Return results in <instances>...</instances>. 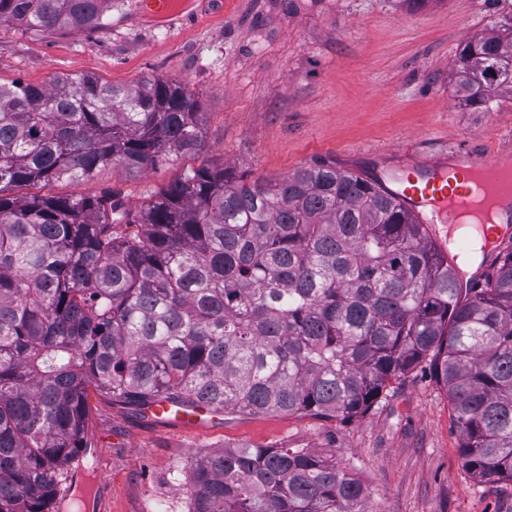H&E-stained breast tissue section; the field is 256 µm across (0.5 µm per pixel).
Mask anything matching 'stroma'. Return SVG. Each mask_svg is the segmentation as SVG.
<instances>
[{"label": "stroma", "mask_w": 512, "mask_h": 512, "mask_svg": "<svg viewBox=\"0 0 512 512\" xmlns=\"http://www.w3.org/2000/svg\"><path fill=\"white\" fill-rule=\"evenodd\" d=\"M190 9L198 20L186 29L140 21L141 0H112L101 29L0 24V83L156 75L188 84L206 112L198 159L134 178L110 168L46 193L109 189L135 210L195 161L278 180L323 160L372 174L409 154L512 152V93L474 112L452 83L461 49L512 23V0H224L220 13L191 0ZM89 440L74 477L111 488L89 512H186L187 460L244 444L335 457L366 487L367 512H512V484H479L464 468L448 395L421 369L350 422L221 413L179 428L94 396Z\"/></svg>", "instance_id": "stroma-1"}]
</instances>
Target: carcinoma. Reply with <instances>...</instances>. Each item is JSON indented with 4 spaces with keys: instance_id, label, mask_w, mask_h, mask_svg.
<instances>
[{
    "instance_id": "obj_1",
    "label": "carcinoma",
    "mask_w": 512,
    "mask_h": 512,
    "mask_svg": "<svg viewBox=\"0 0 512 512\" xmlns=\"http://www.w3.org/2000/svg\"><path fill=\"white\" fill-rule=\"evenodd\" d=\"M104 2L0 0V23L101 28ZM454 79L479 112L512 91V25L471 40ZM204 116L158 76L0 83V512H51L72 489L92 390L139 413L164 399L347 421L419 367L446 389L473 478L512 483V249L465 288L395 197L334 161L274 182L202 164L137 211L110 190L12 193L199 155ZM187 467L188 512H366L362 482L319 450Z\"/></svg>"
}]
</instances>
